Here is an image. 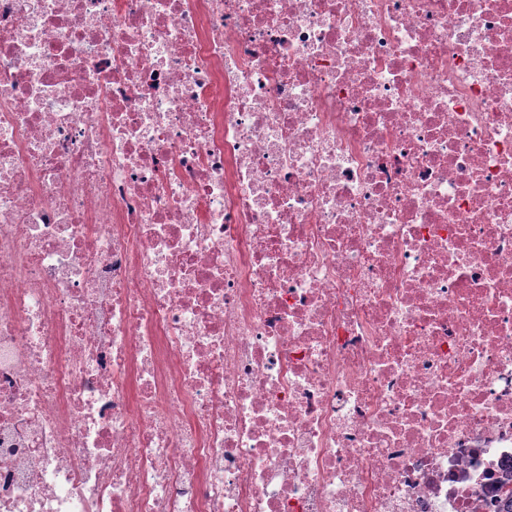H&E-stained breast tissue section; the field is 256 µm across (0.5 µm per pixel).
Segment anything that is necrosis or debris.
Returning <instances> with one entry per match:
<instances>
[{
  "label": "necrosis or debris",
  "mask_w": 512,
  "mask_h": 512,
  "mask_svg": "<svg viewBox=\"0 0 512 512\" xmlns=\"http://www.w3.org/2000/svg\"><path fill=\"white\" fill-rule=\"evenodd\" d=\"M512 0H0V512H497Z\"/></svg>",
  "instance_id": "obj_1"
}]
</instances>
